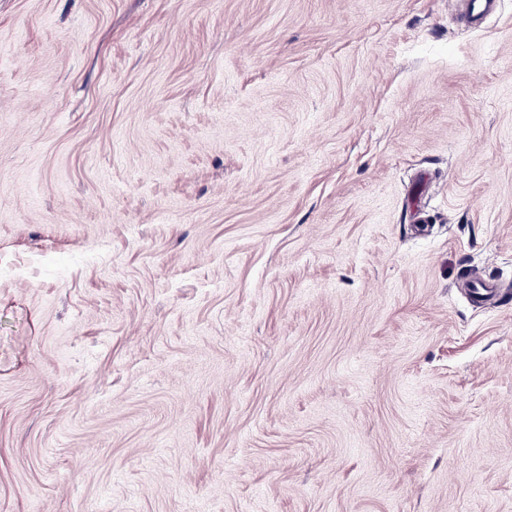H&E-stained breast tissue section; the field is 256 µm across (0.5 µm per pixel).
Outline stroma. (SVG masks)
I'll return each instance as SVG.
<instances>
[{
	"label": "stroma",
	"instance_id": "35a3bbf8",
	"mask_svg": "<svg viewBox=\"0 0 512 512\" xmlns=\"http://www.w3.org/2000/svg\"><path fill=\"white\" fill-rule=\"evenodd\" d=\"M0 512H512V0H0ZM466 17L470 22L481 23L496 12V0H464Z\"/></svg>",
	"mask_w": 512,
	"mask_h": 512
}]
</instances>
